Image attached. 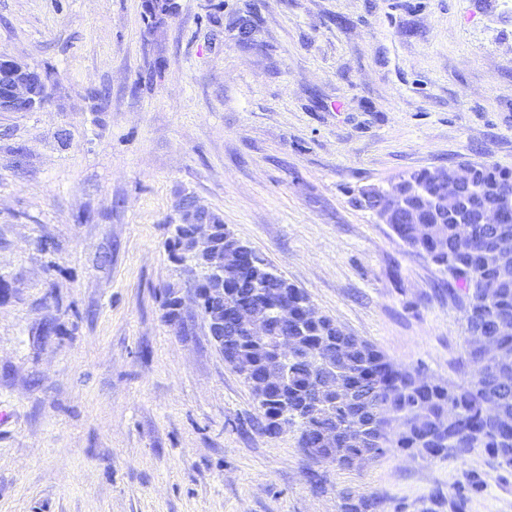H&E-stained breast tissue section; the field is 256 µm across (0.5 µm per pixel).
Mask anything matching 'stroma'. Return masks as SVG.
<instances>
[{
    "label": "stroma",
    "instance_id": "stroma-1",
    "mask_svg": "<svg viewBox=\"0 0 512 512\" xmlns=\"http://www.w3.org/2000/svg\"><path fill=\"white\" fill-rule=\"evenodd\" d=\"M0 0V512H512V467L393 450L317 464L263 434L167 242L191 196L346 333L460 384L466 297L366 192L512 169L504 0ZM161 70L159 80L149 74ZM107 88L104 98L94 90ZM7 65L0 68V112H6L11 105L24 103L31 110L39 104L35 89L40 88L42 95H52V84L37 69L22 60L6 59Z\"/></svg>",
    "mask_w": 512,
    "mask_h": 512
}]
</instances>
